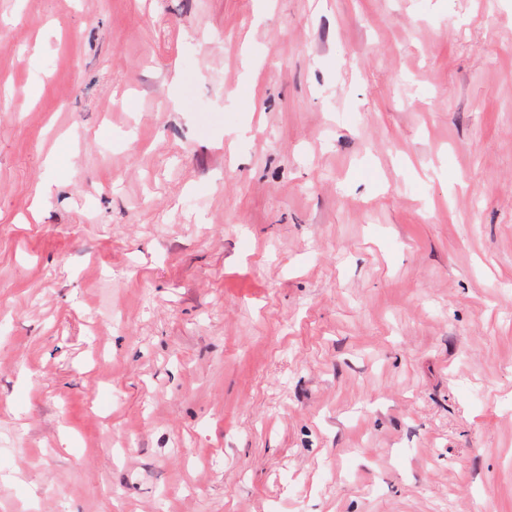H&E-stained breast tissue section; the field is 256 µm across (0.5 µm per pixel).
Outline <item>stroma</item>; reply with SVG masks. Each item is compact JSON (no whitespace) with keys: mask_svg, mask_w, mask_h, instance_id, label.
<instances>
[{"mask_svg":"<svg viewBox=\"0 0 512 512\" xmlns=\"http://www.w3.org/2000/svg\"><path fill=\"white\" fill-rule=\"evenodd\" d=\"M1 99L0 512H512V0H0Z\"/></svg>","mask_w":512,"mask_h":512,"instance_id":"obj_1","label":"stroma"}]
</instances>
